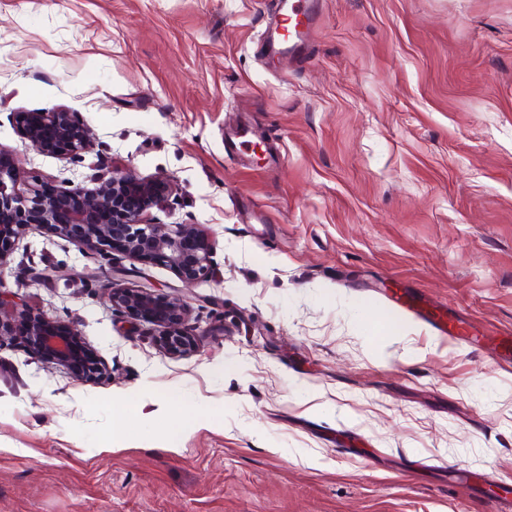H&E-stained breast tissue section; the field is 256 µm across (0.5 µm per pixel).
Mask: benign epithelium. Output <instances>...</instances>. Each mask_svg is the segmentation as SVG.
<instances>
[{
  "label": "benign epithelium",
  "mask_w": 512,
  "mask_h": 512,
  "mask_svg": "<svg viewBox=\"0 0 512 512\" xmlns=\"http://www.w3.org/2000/svg\"><path fill=\"white\" fill-rule=\"evenodd\" d=\"M14 123L34 150L58 159L77 158L90 145V130L69 112H16ZM171 191L167 178L145 180L116 168L94 191L76 187L48 197L40 187L19 181L12 167L0 163V223L14 228L52 224L79 250L160 263L186 281L197 280L207 274L212 259L207 234L197 224H160L152 217V210L160 208ZM105 290L113 309L154 326L163 353L188 356L196 350V338L181 329L188 307L180 298L159 294L148 286L107 285ZM5 336L24 339L33 355L55 358L77 376L104 371L78 330L53 319L23 311L5 316L0 311V339Z\"/></svg>",
  "instance_id": "1"
}]
</instances>
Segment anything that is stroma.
I'll use <instances>...</instances> for the list:
<instances>
[{"label": "stroma", "mask_w": 512, "mask_h": 512, "mask_svg": "<svg viewBox=\"0 0 512 512\" xmlns=\"http://www.w3.org/2000/svg\"><path fill=\"white\" fill-rule=\"evenodd\" d=\"M323 2L278 70L271 0H0V157L55 191L170 178L156 221L213 245L187 283L47 227L11 238L0 297L76 326L108 375L0 341V512H512V374L390 303L512 334V0ZM51 109L88 153L17 134ZM228 124L251 131L231 158ZM113 262L117 287L187 303L192 355L113 310ZM48 266L69 280L33 283ZM14 123L34 150L58 159L77 158L90 145V130L70 112H15ZM391 302L396 310L424 326L440 339L457 345L464 344L470 339L469 336H461L459 328L448 323L446 311L433 302L416 301L411 297L400 298L399 296L392 298Z\"/></svg>", "instance_id": "35a3bbf8"}]
</instances>
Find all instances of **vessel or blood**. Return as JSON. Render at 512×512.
<instances>
[{
    "label": "vessel or blood",
    "mask_w": 512,
    "mask_h": 512,
    "mask_svg": "<svg viewBox=\"0 0 512 512\" xmlns=\"http://www.w3.org/2000/svg\"><path fill=\"white\" fill-rule=\"evenodd\" d=\"M321 3L322 0H273L274 22L268 31L270 62L276 63L284 57H293L307 51ZM392 303L396 310L440 339L452 344H464L465 338L458 327L449 323L446 311L435 303L410 297H396ZM490 359L497 370L512 374V336L498 339Z\"/></svg>",
    "instance_id": "b4317fda"
}]
</instances>
